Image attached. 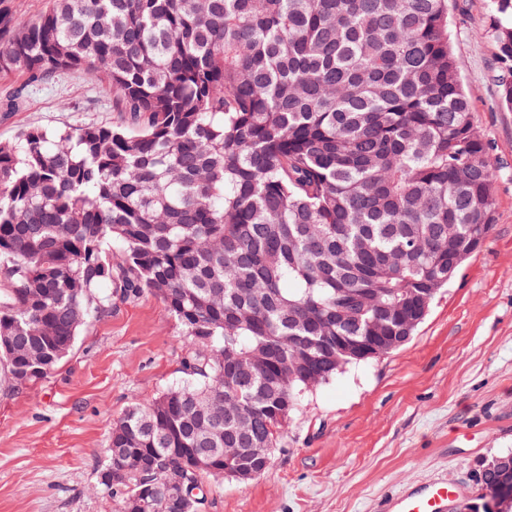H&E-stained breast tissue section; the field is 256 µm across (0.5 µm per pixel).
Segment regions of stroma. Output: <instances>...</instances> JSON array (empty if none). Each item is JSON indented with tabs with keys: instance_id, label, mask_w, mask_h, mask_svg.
<instances>
[{
	"instance_id": "1",
	"label": "stroma",
	"mask_w": 512,
	"mask_h": 512,
	"mask_svg": "<svg viewBox=\"0 0 512 512\" xmlns=\"http://www.w3.org/2000/svg\"><path fill=\"white\" fill-rule=\"evenodd\" d=\"M475 123L498 167L493 228L413 339L311 389L259 478L206 479L200 512H380L385 497L445 479L481 501L476 476L512 454V111L494 77L488 0H449ZM101 84L72 71L0 111V141L29 128L116 123ZM186 339L159 300L113 301L44 380L0 384V512H115L93 491L114 419L181 385Z\"/></svg>"
}]
</instances>
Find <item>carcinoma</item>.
Returning a JSON list of instances; mask_svg holds the SVG:
<instances>
[{"label": "carcinoma", "instance_id": "1", "mask_svg": "<svg viewBox=\"0 0 512 512\" xmlns=\"http://www.w3.org/2000/svg\"><path fill=\"white\" fill-rule=\"evenodd\" d=\"M489 9L512 110V0ZM448 26V0H50L27 21L0 0L13 101L81 70L125 115L0 142V376L47 377L104 285L188 339V384L112 425L97 492L118 512L172 468L198 512L224 449L278 448L336 346L400 335L488 236L494 163Z\"/></svg>", "mask_w": 512, "mask_h": 512}]
</instances>
